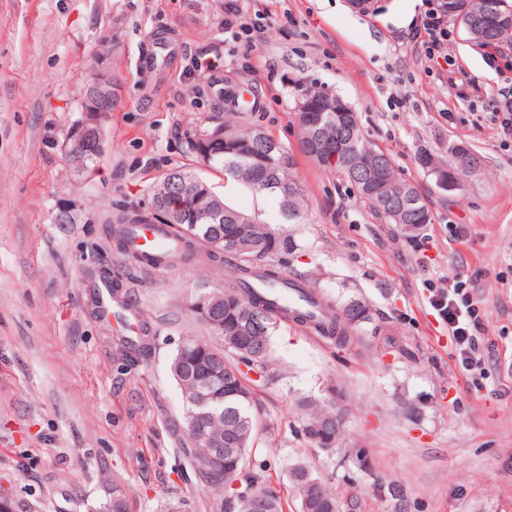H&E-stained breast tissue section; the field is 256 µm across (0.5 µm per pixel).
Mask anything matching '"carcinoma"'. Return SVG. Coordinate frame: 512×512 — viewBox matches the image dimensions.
Masks as SVG:
<instances>
[{
	"label": "carcinoma",
	"instance_id": "cac0c4a2",
	"mask_svg": "<svg viewBox=\"0 0 512 512\" xmlns=\"http://www.w3.org/2000/svg\"><path fill=\"white\" fill-rule=\"evenodd\" d=\"M448 18L460 22L465 31L481 47L512 45V0H447ZM489 3L496 5L498 23L484 26H466V20L483 14ZM341 99L327 91L312 86L302 93L295 104V121L299 128L300 152L310 161L338 175L353 189L357 198L387 223L404 231H412L430 223L431 215L417 187L402 178L391 157L379 145L366 138L356 112H317L315 108L328 103L337 104ZM224 133V142L212 143L209 131L204 130L190 140L191 150L203 166L224 173V183L235 184L278 201L280 212L287 224H302L306 219L307 202L295 174V155L288 146L278 143L269 152L264 142L273 138L272 133L237 121L226 120L217 125ZM321 140L333 145L339 154L336 164L330 165L312 146ZM449 158L423 153L421 166L434 178L435 186L442 192L458 191L470 173L477 168L479 159L456 158V147L448 148ZM169 190L184 195V207L177 214H170L160 206L154 210H127L122 212L114 230L119 247L127 242V231L136 224H165L171 227L176 240L161 251H145L136 256L143 265L154 266L167 260L170 266L199 260L197 240L206 243L204 259L208 263L231 264V275L224 281L218 295L224 299L220 321L203 320L208 331L224 340L219 350L207 341L188 336L181 340L170 362V372L177 383L183 401L182 420L184 431L194 447L189 455L205 480L222 495L223 512H250L249 499L262 496L268 512H284L281 499L264 487L260 475L244 470L245 460L253 450L258 423L252 411V390L246 382L247 373L242 367L252 359L249 344L262 348L263 355L253 368L263 373L271 358V333L276 317L288 316V309L277 310L270 300L269 289L288 288L303 293L301 284L290 280L283 273L289 256L298 249L294 235L284 229L274 228L260 218V213H246L229 205L224 197L214 191L206 179L197 173L173 167L149 188L148 197ZM240 224L249 228L245 245L236 249L225 238L236 231ZM367 306L360 300L349 301L341 311L322 310L320 324L328 335L342 342L348 327L365 321ZM234 336L246 340L237 344ZM218 362L224 377L235 384L229 391L216 386L207 370ZM221 390L219 405L207 400L215 390ZM339 433V420L328 410L310 413L304 426L305 436L318 447L329 449L323 442L321 429ZM235 440L237 467L232 470L216 465L211 451L224 446L228 437ZM288 477L296 489L301 509L305 512H337L336 498L309 468L301 463L293 465Z\"/></svg>",
	"mask_w": 512,
	"mask_h": 512
}]
</instances>
